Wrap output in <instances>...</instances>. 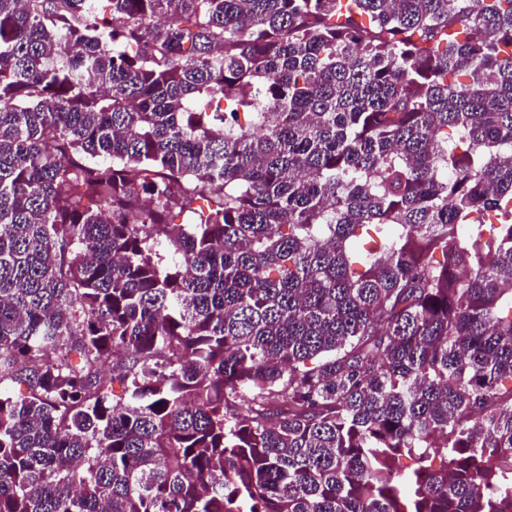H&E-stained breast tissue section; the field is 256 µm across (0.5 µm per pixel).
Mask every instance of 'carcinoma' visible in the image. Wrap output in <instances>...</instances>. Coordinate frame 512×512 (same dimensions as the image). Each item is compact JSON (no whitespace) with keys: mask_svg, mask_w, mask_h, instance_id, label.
Here are the masks:
<instances>
[{"mask_svg":"<svg viewBox=\"0 0 512 512\" xmlns=\"http://www.w3.org/2000/svg\"><path fill=\"white\" fill-rule=\"evenodd\" d=\"M100 2L0 0V512H512V0Z\"/></svg>","mask_w":512,"mask_h":512,"instance_id":"carcinoma-1","label":"carcinoma"}]
</instances>
